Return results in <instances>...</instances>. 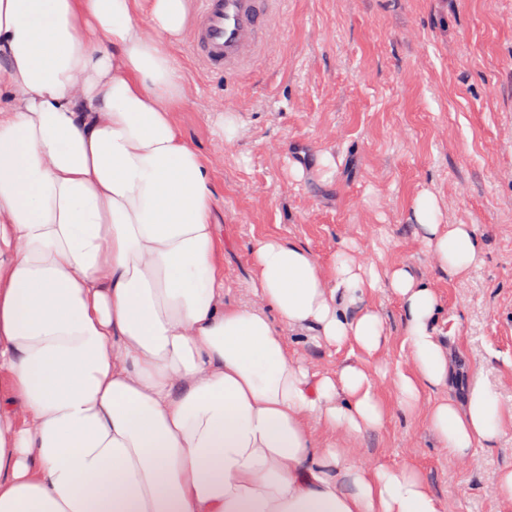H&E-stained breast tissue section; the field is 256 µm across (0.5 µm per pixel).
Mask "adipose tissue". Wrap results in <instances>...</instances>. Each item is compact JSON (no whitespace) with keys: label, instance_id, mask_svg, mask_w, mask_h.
<instances>
[{"label":"adipose tissue","instance_id":"1","mask_svg":"<svg viewBox=\"0 0 512 512\" xmlns=\"http://www.w3.org/2000/svg\"><path fill=\"white\" fill-rule=\"evenodd\" d=\"M187 0H0V512H441L409 465L365 467L388 343L366 303L400 302L406 413L441 448L495 447L512 408L476 376L462 400L434 288L400 266L252 246L259 308L229 303L208 161L181 135L170 46ZM443 272L480 258L470 225L413 210ZM363 360L313 373L289 334ZM320 426L329 435L318 442Z\"/></svg>","mask_w":512,"mask_h":512}]
</instances>
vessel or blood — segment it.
I'll use <instances>...</instances> for the list:
<instances>
[{
    "label": "vessel or blood",
    "instance_id": "obj_1",
    "mask_svg": "<svg viewBox=\"0 0 512 512\" xmlns=\"http://www.w3.org/2000/svg\"><path fill=\"white\" fill-rule=\"evenodd\" d=\"M275 0H197L193 53L213 71L250 65L267 32Z\"/></svg>",
    "mask_w": 512,
    "mask_h": 512
}]
</instances>
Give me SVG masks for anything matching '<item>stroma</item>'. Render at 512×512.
<instances>
[{
    "instance_id": "obj_1",
    "label": "stroma",
    "mask_w": 512,
    "mask_h": 512,
    "mask_svg": "<svg viewBox=\"0 0 512 512\" xmlns=\"http://www.w3.org/2000/svg\"><path fill=\"white\" fill-rule=\"evenodd\" d=\"M192 39L172 47L186 73L174 118L211 166L229 301L256 304L251 249L264 237L304 245L326 269L345 249L382 271L408 266L440 299L450 395L478 374L512 406V0H278L260 55L237 75L207 70ZM226 114L240 125L229 142ZM424 193L441 223L474 229L480 261L465 279L448 278L418 237ZM367 303L389 334L376 378L386 417L360 461L415 467L442 512H512L496 486L512 469V425L470 459L441 451L423 415L397 404L393 376L408 362L398 299L379 288ZM289 352L317 372L358 358L294 341Z\"/></svg>"
}]
</instances>
